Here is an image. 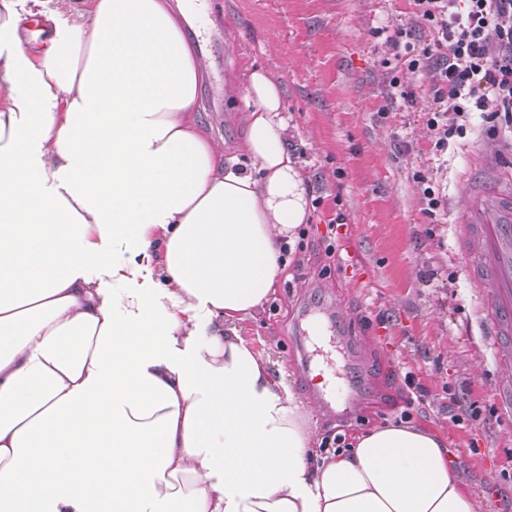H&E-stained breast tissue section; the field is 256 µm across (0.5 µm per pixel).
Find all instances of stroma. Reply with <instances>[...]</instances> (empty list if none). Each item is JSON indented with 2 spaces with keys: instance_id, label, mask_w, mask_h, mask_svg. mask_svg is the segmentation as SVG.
<instances>
[{
  "instance_id": "35a3bbf8",
  "label": "stroma",
  "mask_w": 512,
  "mask_h": 512,
  "mask_svg": "<svg viewBox=\"0 0 512 512\" xmlns=\"http://www.w3.org/2000/svg\"><path fill=\"white\" fill-rule=\"evenodd\" d=\"M185 25L204 80L202 129L233 147L246 104L228 95L232 79L260 67L278 76L290 119L291 151L309 177L312 208L281 279L264 307L236 322L245 338L311 406L319 437L353 435L394 422L439 429L451 466L482 512H512V430L491 400L494 368L479 335L482 293L462 273L456 251L464 201L461 179L481 180L486 163L512 170V153L487 134L448 149V208L424 214L412 180L436 173L427 137V79L404 74L418 97L390 105L393 69L381 27L409 25L408 0H205ZM334 244V257L325 247ZM358 263L352 283L342 269ZM330 305L356 340L363 391L350 416L324 417L303 381L297 325L308 304Z\"/></svg>"
}]
</instances>
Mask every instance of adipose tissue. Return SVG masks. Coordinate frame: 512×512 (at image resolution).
Wrapping results in <instances>:
<instances>
[{"label": "adipose tissue", "instance_id": "obj_1", "mask_svg": "<svg viewBox=\"0 0 512 512\" xmlns=\"http://www.w3.org/2000/svg\"><path fill=\"white\" fill-rule=\"evenodd\" d=\"M187 15L0 0V512H480L437 430L321 448L239 336L307 178L263 69L229 87L251 169L200 132Z\"/></svg>", "mask_w": 512, "mask_h": 512}]
</instances>
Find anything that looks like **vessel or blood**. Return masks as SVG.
<instances>
[{
  "label": "vessel or blood",
  "mask_w": 512,
  "mask_h": 512,
  "mask_svg": "<svg viewBox=\"0 0 512 512\" xmlns=\"http://www.w3.org/2000/svg\"><path fill=\"white\" fill-rule=\"evenodd\" d=\"M467 207L459 251L463 273L483 290L481 321L496 366L497 413L512 424V175H495L465 193ZM299 344L304 373L322 367L327 378L317 399L323 413L348 414L360 391L355 374L352 337L341 335L340 322L325 306L303 313ZM335 339L336 353L321 349L324 339Z\"/></svg>",
  "instance_id": "obj_1"
}]
</instances>
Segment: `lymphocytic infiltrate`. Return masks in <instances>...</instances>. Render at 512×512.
<instances>
[{"label":"lymphocytic infiltrate","instance_id":"1","mask_svg":"<svg viewBox=\"0 0 512 512\" xmlns=\"http://www.w3.org/2000/svg\"><path fill=\"white\" fill-rule=\"evenodd\" d=\"M410 27L386 42L396 62L392 88L407 105L400 73L429 81L433 105L425 113L437 155L472 130L480 115L490 134L512 130V0H411Z\"/></svg>","mask_w":512,"mask_h":512}]
</instances>
